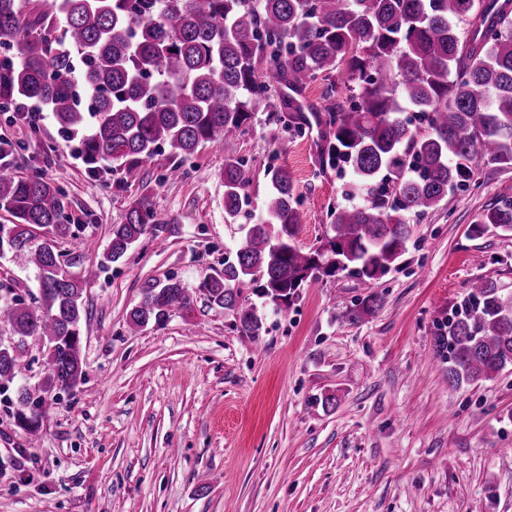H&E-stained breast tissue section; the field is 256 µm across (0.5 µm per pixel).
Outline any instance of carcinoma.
Wrapping results in <instances>:
<instances>
[{"label":"carcinoma","instance_id":"cac0c4a2","mask_svg":"<svg viewBox=\"0 0 512 512\" xmlns=\"http://www.w3.org/2000/svg\"><path fill=\"white\" fill-rule=\"evenodd\" d=\"M0 113L33 101L61 132L80 136L92 170L104 164L129 173L167 148L185 159L206 144L224 151V214L236 217L248 182L237 133L271 89H305L346 68L353 91L307 114L288 111L267 126L272 146L284 130L316 122L328 135L322 165L346 167L348 204L331 212L316 249L296 245L301 213L288 169L266 167V217L248 227L224 272L205 283L210 304L236 314L254 338L263 321L241 285L280 309L313 278L342 273L375 281L400 265L410 222L438 209L474 183L478 165L512 167V0H0ZM91 102L75 104L76 91ZM64 190L39 175L23 177L0 164V258L10 254L36 270L38 295L9 299L0 280V326L12 343L0 347V395L17 404L15 425L34 437L47 417V394L85 381L81 323L83 286L59 273L56 240L73 233ZM147 198L132 205L97 268L121 261L152 226ZM512 232V197L472 225ZM48 228L50 241L33 243ZM379 305L376 295L349 310L355 322ZM189 289L169 279L144 288L129 312L136 333L162 326L174 309L190 314ZM448 386L491 380L512 367V289L473 281L434 337ZM40 346L49 373L31 390L13 388L30 344Z\"/></svg>","mask_w":512,"mask_h":512}]
</instances>
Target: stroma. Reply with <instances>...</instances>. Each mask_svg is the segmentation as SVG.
Masks as SVG:
<instances>
[{
	"instance_id": "35a3bbf8",
	"label": "stroma",
	"mask_w": 512,
	"mask_h": 512,
	"mask_svg": "<svg viewBox=\"0 0 512 512\" xmlns=\"http://www.w3.org/2000/svg\"><path fill=\"white\" fill-rule=\"evenodd\" d=\"M286 95L271 90L240 137L250 184L232 219L216 148L162 182L168 152L128 174L93 171L49 113L0 118V138L18 146L14 170L67 193L77 229L58 248L88 309L86 381L61 393L35 444L0 403V512H512V368L452 389L434 356L437 324L471 281L512 288V232H469L512 196V168L478 167L475 186L412 223L382 279L311 280L282 310L256 300L259 338L208 303L203 282L265 217L268 164L295 181L301 248L318 245L344 203L321 166L322 128L286 132L277 151L264 138ZM142 197L157 234L97 269L113 225ZM170 277L192 292L193 312L129 332L143 289ZM374 293L380 307L357 322L334 304Z\"/></svg>"
}]
</instances>
